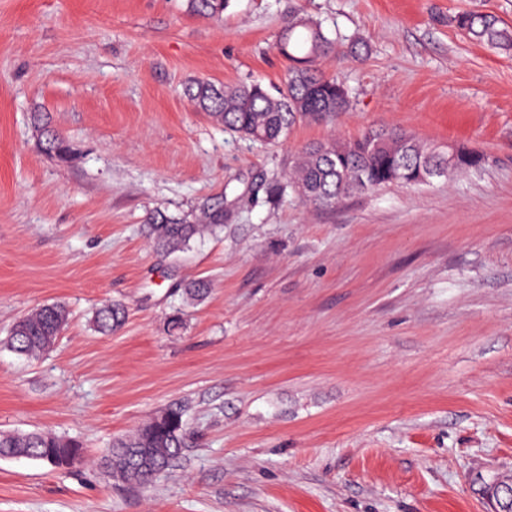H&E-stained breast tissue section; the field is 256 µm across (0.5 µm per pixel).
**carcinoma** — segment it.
<instances>
[{
    "instance_id": "carcinoma-1",
    "label": "carcinoma",
    "mask_w": 512,
    "mask_h": 512,
    "mask_svg": "<svg viewBox=\"0 0 512 512\" xmlns=\"http://www.w3.org/2000/svg\"><path fill=\"white\" fill-rule=\"evenodd\" d=\"M187 10L220 19L231 0H185ZM456 28L472 41L502 51L512 50V27L498 17L465 12L454 19ZM278 49L288 58L282 86L270 91L259 82L224 85L196 79L184 88L194 108L207 113L224 129L265 145H277L297 118L332 117L350 106L347 88L321 71L317 61L339 54L338 41L329 37L322 25L310 17L293 20L281 34ZM44 151L66 160L71 157L64 139L41 128ZM483 157L465 147L456 148L455 157L420 143L395 129H371L349 141H332L303 148L296 158L297 177L292 188L304 201L333 207L343 198L374 191L393 183L416 185L433 178H448L476 168ZM224 206L219 199L204 205L201 215L189 217L157 210L147 220V231L157 249L174 253L185 249L205 227H219ZM126 318L119 303L107 302L95 309L92 323L97 332L110 335ZM68 320L62 304L43 305L18 319L10 329L6 347L20 356L35 357L49 351ZM194 443L186 427L183 411L168 407L130 435L114 438L100 457V467L110 478L149 485L166 473L182 449ZM141 450L156 466L144 477L127 474V453ZM0 455L40 460L53 469H64L81 461L82 447L72 439L48 431L18 434L0 432Z\"/></svg>"
}]
</instances>
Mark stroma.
<instances>
[{
	"mask_svg": "<svg viewBox=\"0 0 512 512\" xmlns=\"http://www.w3.org/2000/svg\"><path fill=\"white\" fill-rule=\"evenodd\" d=\"M469 11L512 26V0H231L218 21L0 0V342L40 305L69 312L40 358L0 346V431L83 444L70 469L0 458V512H489L472 477L512 476V51L461 34ZM303 15L367 44L322 64L347 112L265 146L191 106L195 79L278 85ZM38 112L73 161L42 151ZM382 127L486 161L332 208L292 191L301 149ZM218 196L222 228L156 250L150 212ZM106 301L127 309L109 336ZM173 404L195 442L167 476L92 465ZM126 318V309L122 304L107 302L95 309L92 323L97 332L110 335L121 326Z\"/></svg>",
	"mask_w": 512,
	"mask_h": 512,
	"instance_id": "stroma-1",
	"label": "stroma"
}]
</instances>
